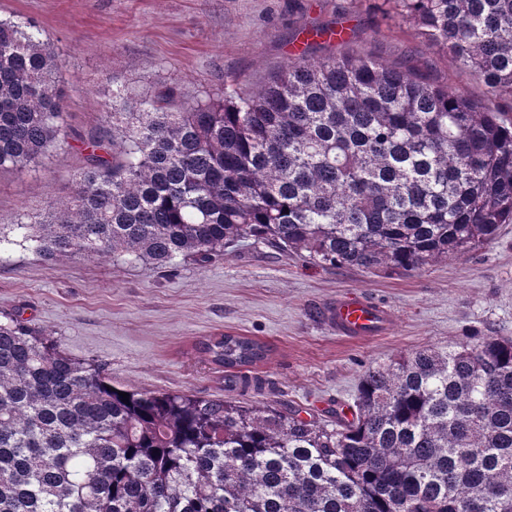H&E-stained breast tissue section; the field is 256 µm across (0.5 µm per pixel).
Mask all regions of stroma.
Instances as JSON below:
<instances>
[{"mask_svg": "<svg viewBox=\"0 0 512 512\" xmlns=\"http://www.w3.org/2000/svg\"><path fill=\"white\" fill-rule=\"evenodd\" d=\"M24 18L68 55L62 85L75 138L38 166L0 170V225L71 196L70 176L84 164L80 138L102 125L100 103L112 89H255L287 64L305 28L346 29L347 52L407 60L431 81L485 95L452 57L364 0H0V19ZM347 292L388 307L389 330L361 341L337 336L319 310ZM3 316L51 333L61 351L119 385L317 414L333 400L354 404L375 363L468 336L512 338V224L470 252L405 274L319 264L250 240L203 265L50 263L14 237L0 243ZM220 334L268 346L247 369L261 390L235 387L197 352L200 340Z\"/></svg>", "mask_w": 512, "mask_h": 512, "instance_id": "1", "label": "stroma"}]
</instances>
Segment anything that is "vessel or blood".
Instances as JSON below:
<instances>
[{
    "mask_svg": "<svg viewBox=\"0 0 512 512\" xmlns=\"http://www.w3.org/2000/svg\"><path fill=\"white\" fill-rule=\"evenodd\" d=\"M321 317L337 335L365 340L381 335L388 328L389 311L359 293H345L323 308Z\"/></svg>",
    "mask_w": 512,
    "mask_h": 512,
    "instance_id": "b4317fda",
    "label": "vessel or blood"
}]
</instances>
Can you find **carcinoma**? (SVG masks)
I'll return each mask as SVG.
<instances>
[{"instance_id":"1","label":"carcinoma","mask_w":512,"mask_h":512,"mask_svg":"<svg viewBox=\"0 0 512 512\" xmlns=\"http://www.w3.org/2000/svg\"><path fill=\"white\" fill-rule=\"evenodd\" d=\"M475 99L373 57L293 54L257 89H115L63 208L12 224L47 261L207 263L253 239L406 273L512 224V0H382ZM66 54L0 19V168L72 136ZM231 372L266 344L198 343ZM129 394V403L120 393ZM115 385L0 320V512H512V339L467 336L369 367L351 413Z\"/></svg>"}]
</instances>
